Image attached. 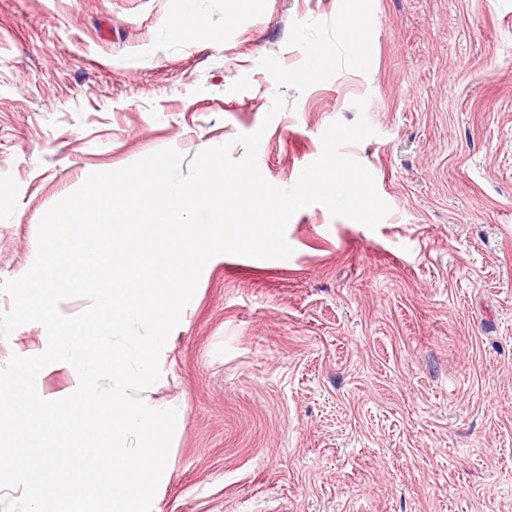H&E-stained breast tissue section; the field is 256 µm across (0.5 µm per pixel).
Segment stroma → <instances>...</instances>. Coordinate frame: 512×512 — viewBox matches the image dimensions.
<instances>
[{"instance_id": "obj_1", "label": "stroma", "mask_w": 512, "mask_h": 512, "mask_svg": "<svg viewBox=\"0 0 512 512\" xmlns=\"http://www.w3.org/2000/svg\"><path fill=\"white\" fill-rule=\"evenodd\" d=\"M340 0H0V280L87 176L262 131L288 188L336 121L389 213L297 211L285 259L219 255L160 357L148 405L177 423L152 512H512V0H373L369 72L344 69L264 117L261 68L304 60L293 23ZM366 102L357 112L354 102ZM45 328L0 338V365ZM189 7L174 22L170 36L175 39L188 40L202 37L205 34V28L202 19L194 10V1H188Z\"/></svg>"}]
</instances>
